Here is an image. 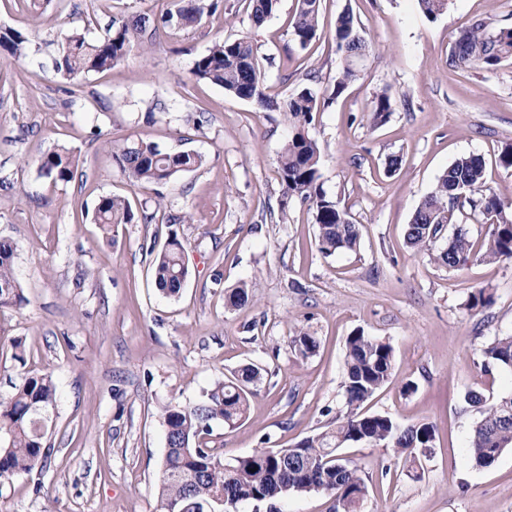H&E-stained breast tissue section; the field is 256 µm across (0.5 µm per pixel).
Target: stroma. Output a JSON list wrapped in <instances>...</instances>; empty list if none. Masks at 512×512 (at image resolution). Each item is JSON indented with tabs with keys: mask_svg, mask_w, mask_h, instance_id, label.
I'll return each mask as SVG.
<instances>
[{
	"mask_svg": "<svg viewBox=\"0 0 512 512\" xmlns=\"http://www.w3.org/2000/svg\"><path fill=\"white\" fill-rule=\"evenodd\" d=\"M178 4L59 0L36 10L0 0V28L30 40L19 63L0 49V239L16 246L23 297L0 307V397L34 373H52L56 384L48 463L0 483V512H157L164 407L195 403L246 363L268 377L242 425L215 427V448L229 460L295 446L335 422L345 339L359 329L390 341L397 362L367 409L436 430L431 454L411 472L391 449L345 448L369 480L362 512H512V451L487 467L469 460L478 414L465 401L471 389L512 393V371L484 369L481 355L494 337L512 335V260L452 270L405 242L416 207L460 157L481 156L487 185L512 205V170L499 164L512 144V59L493 69L448 64L472 20L512 28V0H448L433 20L418 0H322L317 39L304 50L289 29L296 0H279L259 26L245 0H222L201 27L133 49L110 71L73 80L55 72L67 31L98 39L114 15L158 17ZM346 10L372 52L308 132L321 149L323 190L362 238L357 251L326 256L307 206L293 203L279 220L286 116L198 79L194 65L215 40L248 36L270 95H290L310 73L332 87L341 68L334 24ZM383 92L392 111L377 125ZM139 140L200 153L205 164L160 186H131L111 151ZM60 148L78 167L54 184L36 161ZM391 157L400 168L389 177ZM105 195L127 199L135 214L108 235L93 221ZM184 212L192 222L168 223ZM173 233L189 269L176 299L152 276ZM241 281L253 283L252 301L227 307L225 289ZM480 288L493 304L468 310ZM303 330L319 339L306 359L291 347Z\"/></svg>",
	"mask_w": 512,
	"mask_h": 512,
	"instance_id": "obj_1",
	"label": "stroma"
}]
</instances>
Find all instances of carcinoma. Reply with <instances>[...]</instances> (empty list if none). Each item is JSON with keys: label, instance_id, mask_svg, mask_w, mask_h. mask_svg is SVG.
Listing matches in <instances>:
<instances>
[{"label": "carcinoma", "instance_id": "cac0c4a2", "mask_svg": "<svg viewBox=\"0 0 512 512\" xmlns=\"http://www.w3.org/2000/svg\"><path fill=\"white\" fill-rule=\"evenodd\" d=\"M277 4L278 0H248L254 25H262ZM418 4L422 13L433 20L445 11L448 0H418ZM218 7L219 0H181L175 12H168L159 20L148 14L115 16L108 33L94 41L75 30L63 39L55 70L66 79L108 71L135 44L161 41L173 29H193ZM320 14L321 0H297L290 28L292 39L301 48L316 40ZM334 42L342 68L329 96L331 100L357 80L358 61L369 54V44L348 10L336 18ZM26 44L27 37L20 31L0 29V46L15 60L25 56ZM507 59H512V28L493 32L483 20L465 30L448 55L452 67L479 64L491 68ZM194 74L259 110L288 114L293 134L278 160L282 216H288L291 201L306 204L314 213L317 246L322 254L357 250L359 225L337 200L327 196L319 183L321 152L307 130L323 100L318 89L305 85L283 100L268 95L257 48L246 36L214 41L196 61ZM112 157L134 186L165 184L179 173L203 164L198 154L166 151L144 142L122 148ZM38 167L41 175L53 183L69 182L74 178L76 159L61 149L42 156ZM460 183L466 187L463 192L457 189ZM465 210L489 226L480 249H474L467 232L460 230L446 248L433 255L434 261L455 269L476 254L486 262L512 259V218L500 198L485 188V162L476 155L455 160L439 176L408 224L407 244L420 251L431 250L439 240L440 230L453 223L456 213ZM133 219L130 203L110 195L99 198L94 208V222L105 231ZM184 250V244L173 233L153 259L155 285L170 298L179 297L184 288L182 278L188 272ZM15 251L11 241L0 239V307L21 301L20 285L13 273ZM250 288L241 282L226 290V306L247 305ZM491 303V295L481 288L469 295L467 309L481 311ZM291 345L296 356L305 359L316 353L319 342L312 334L302 332L292 337ZM482 355L486 362L511 371L512 336L494 337ZM394 370L395 354L390 343L362 330L352 332L344 348L345 409L336 417V424L293 448H260L227 463L211 446L214 426L222 424L233 429L247 419L252 387L263 378L261 369L246 364L215 383L195 404H169L162 414L166 448L158 477L159 512H170L175 504L194 512L198 504L217 492L224 493V512H237L240 503L256 498L274 501L309 493L332 498L336 512H360L363 493L369 492V486L358 467L340 457L342 448L351 443L382 445L412 467L423 449L434 447L433 425H402L386 413L365 410V403L390 381ZM54 399L55 384L49 372L25 377L10 396L0 399V483L46 465L49 449L44 438L48 419L42 411L52 406ZM466 402L479 413L468 446L469 458L479 467H488L504 451L512 449V394L489 402L480 392L471 390Z\"/></svg>", "mask_w": 512, "mask_h": 512}]
</instances>
